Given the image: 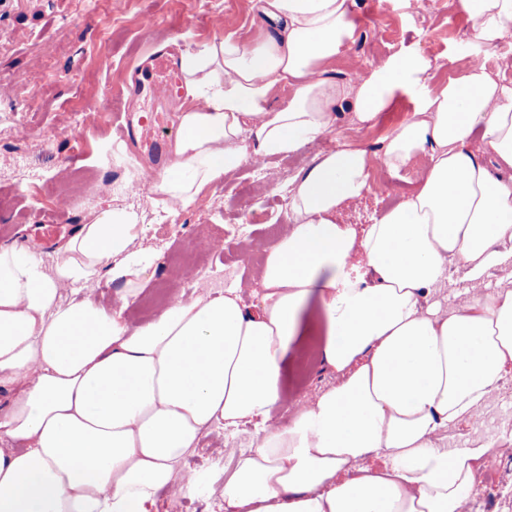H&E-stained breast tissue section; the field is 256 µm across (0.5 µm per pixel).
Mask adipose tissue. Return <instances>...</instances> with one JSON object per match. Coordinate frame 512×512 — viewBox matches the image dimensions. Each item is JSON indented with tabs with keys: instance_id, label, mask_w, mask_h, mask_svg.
Returning <instances> with one entry per match:
<instances>
[{
	"instance_id": "adipose-tissue-1",
	"label": "adipose tissue",
	"mask_w": 512,
	"mask_h": 512,
	"mask_svg": "<svg viewBox=\"0 0 512 512\" xmlns=\"http://www.w3.org/2000/svg\"><path fill=\"white\" fill-rule=\"evenodd\" d=\"M474 38L512 42V0H457ZM354 0H257L267 23L180 58L190 107L169 166L151 180L166 213L193 206L245 163L327 134L337 105L374 124L399 95L411 118L381 152L343 142L291 182L292 224L255 278V310L236 289L171 300L148 323L123 313L149 284L156 254L136 211L94 213L52 266L0 245V512H155L157 493L215 478L180 470L216 424H253L220 493L224 512H461L487 444L442 448L450 425L474 421L512 366V289L490 287L512 263V86L483 59L429 86L431 63L408 48L336 81L355 33ZM427 165L416 190L356 230L339 212L374 174ZM469 268L454 310L427 297L450 260ZM119 289L116 308L75 300L87 285ZM314 332L336 386L278 424L283 362ZM379 453L382 465L363 459Z\"/></svg>"
}]
</instances>
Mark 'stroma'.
<instances>
[{
    "label": "stroma",
    "instance_id": "1",
    "mask_svg": "<svg viewBox=\"0 0 512 512\" xmlns=\"http://www.w3.org/2000/svg\"><path fill=\"white\" fill-rule=\"evenodd\" d=\"M354 43L338 63L336 77L347 82L358 68L409 47L421 50L433 64L432 81L456 77L460 58L479 54L490 71L512 83V50L477 42L457 0L410 15L400 0H356ZM263 28L256 0H0V244L23 240L35 224L87 223L93 212L120 203L144 213L146 197L113 200L110 188L126 173L149 174L147 160L126 154L114 164L108 151L117 113L129 106L156 112L148 138L173 142L179 116L188 103L160 105L145 98L129 101L126 81L149 52L181 45L193 50L232 32L256 39ZM97 108L101 124L88 125L86 111ZM411 96L371 126L353 124L350 108L335 110L334 137L372 150L409 118ZM324 140L299 152L273 158L253 171L244 164L230 172L177 221L149 223L143 240L158 257L153 280L125 316L138 324L151 319L169 298L190 299L239 286L246 308L256 300L250 285L259 260L275 239L268 224L286 230L290 223L288 189L306 169ZM422 165L397 174L379 172L371 194L342 211L339 223L361 228L399 203L418 184ZM249 217L247 232L236 229ZM308 345L293 346L285 363L286 391L278 405L283 421L321 389L334 384L336 373L320 359L302 362ZM480 419L449 427L443 441L450 449L489 443L480 469L492 479L512 483V389L496 388L481 404ZM253 425L229 433L212 428L186 458L185 468L223 476L241 453L249 451Z\"/></svg>",
    "mask_w": 512,
    "mask_h": 512
}]
</instances>
